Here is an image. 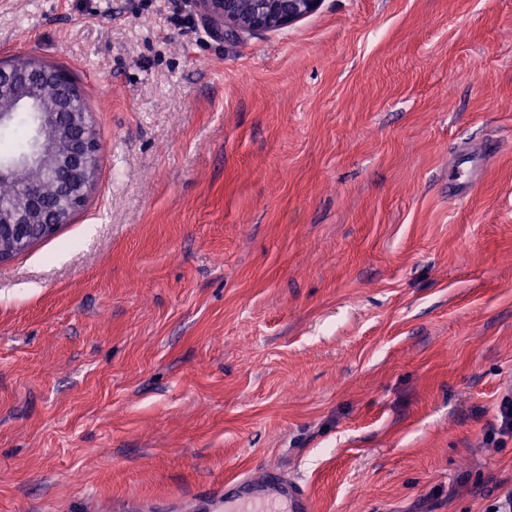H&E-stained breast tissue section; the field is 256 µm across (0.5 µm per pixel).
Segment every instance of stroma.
Here are the masks:
<instances>
[{
  "label": "stroma",
  "mask_w": 512,
  "mask_h": 512,
  "mask_svg": "<svg viewBox=\"0 0 512 512\" xmlns=\"http://www.w3.org/2000/svg\"><path fill=\"white\" fill-rule=\"evenodd\" d=\"M74 77L84 207L0 263V512L169 503L268 466L315 512L512 487V0H322L217 36L193 0H0ZM485 154L450 198L459 151ZM496 427L490 436L495 440V435L512 438V394L502 397L494 409Z\"/></svg>",
  "instance_id": "1"
}]
</instances>
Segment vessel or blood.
<instances>
[{
  "instance_id": "obj_1",
  "label": "vessel or blood",
  "mask_w": 512,
  "mask_h": 512,
  "mask_svg": "<svg viewBox=\"0 0 512 512\" xmlns=\"http://www.w3.org/2000/svg\"><path fill=\"white\" fill-rule=\"evenodd\" d=\"M179 512H313L308 492L296 479L275 470L225 479L219 491L180 502Z\"/></svg>"
}]
</instances>
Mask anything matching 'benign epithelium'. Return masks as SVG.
Returning <instances> with one entry per match:
<instances>
[{
  "label": "benign epithelium",
  "instance_id": "benign-epithelium-1",
  "mask_svg": "<svg viewBox=\"0 0 512 512\" xmlns=\"http://www.w3.org/2000/svg\"><path fill=\"white\" fill-rule=\"evenodd\" d=\"M322 0H194L213 33H254L279 29L311 14ZM54 83L61 96L41 94ZM70 74L32 60L0 64V130L21 114L31 117L28 152L0 155V182L18 188L14 201L0 205V262L35 244L29 226L52 233L71 222L94 186L102 144L90 113L79 104Z\"/></svg>",
  "mask_w": 512,
  "mask_h": 512
}]
</instances>
